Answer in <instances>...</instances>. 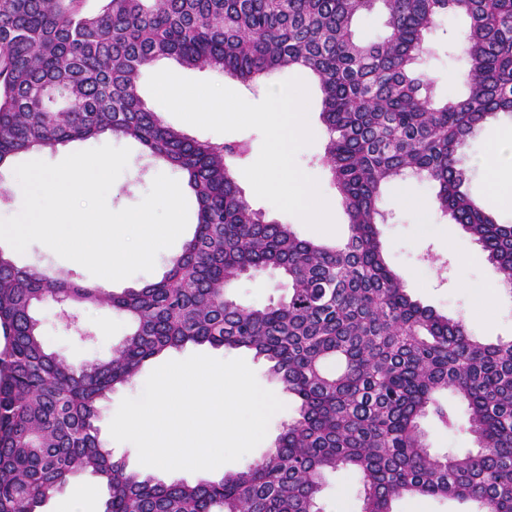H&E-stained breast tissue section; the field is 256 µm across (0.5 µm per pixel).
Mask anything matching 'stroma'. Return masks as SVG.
Returning <instances> with one entry per match:
<instances>
[{
	"label": "stroma",
	"mask_w": 512,
	"mask_h": 512,
	"mask_svg": "<svg viewBox=\"0 0 512 512\" xmlns=\"http://www.w3.org/2000/svg\"><path fill=\"white\" fill-rule=\"evenodd\" d=\"M465 26L464 18L449 15L442 26L434 32L430 43L436 49L434 57L424 59L420 68L433 78L432 94L436 99L463 96L466 89L458 75L463 66L458 57L450 56L448 47L457 43L459 33ZM168 69L177 75L199 81H213L229 89L247 95L251 102H261L269 86L291 78H300L308 92V111L315 127L314 140L296 155L299 168L316 179L319 190L330 204V212L336 230L325 233L312 229L298 217L277 210L268 201L258 198L247 179H240L245 197L252 208L264 213L266 219L291 225L295 233L306 240L338 244L347 235L348 219L342 198L331 177L330 170L321 159L328 141L326 127L320 119L321 93L317 81L301 69L283 70L267 76L264 80L244 85L208 69L188 68L171 59H162L143 69L138 87L146 106L156 112L166 125L178 129L189 137L215 144L245 141L251 146V157H258L262 136L259 131L217 133L203 130L175 117L156 101L148 88L150 76ZM512 124V116L499 115L482 124L459 151L461 165L466 172L465 191L483 210L499 222L512 224V204L504 203L489 188L480 161L501 130ZM128 165L118 177L107 195V204L112 208H126L138 204L150 190L154 178L163 173V166L142 155L137 144H130ZM436 186L426 179L410 176L404 181L385 189L381 207L388 215L386 224L380 225V238L385 248L388 266L401 278L407 292L422 304L439 313L465 322L474 336L487 341L512 340V287H499V274L495 265L487 258L482 248L435 207ZM13 259L21 267H41L63 271L76 281H91V274L80 264L57 256L40 243L28 246L25 252L14 253ZM480 281L493 285L491 304L477 308L466 284ZM230 298L245 306H263L287 296L288 282L276 270L269 269L257 275L244 276L234 281L227 291ZM60 310L48 304L41 310L43 336L46 346L74 365H82L98 359L110 358L127 332L126 322L104 307L80 309L82 325L93 333L92 341L85 342L67 331L59 318ZM218 360L243 359L255 372L258 383L272 391L284 408L270 420L264 440L243 460L221 465L212 470L211 478H221L224 473L242 468L244 463L261 458L275 447L279 435L294 416V405L289 400L281 382L268 371L265 360L254 357L245 349L214 348L208 345L186 346L170 350L162 356L150 359L130 384L114 390L100 405L96 422L103 444L110 448L114 459L124 461L128 469L137 471L141 465L136 447L128 442L115 441L109 425L120 402L127 397L141 395L151 372L171 360H183L195 354ZM321 505L324 512H359L360 483L357 476L348 470L325 473ZM106 490L95 478L84 476L73 480L60 497L47 500L40 512H57L60 499L73 501L75 512H102Z\"/></svg>",
	"instance_id": "stroma-1"
}]
</instances>
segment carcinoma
Masks as SVG:
<instances>
[{"label": "carcinoma", "instance_id": "1", "mask_svg": "<svg viewBox=\"0 0 512 512\" xmlns=\"http://www.w3.org/2000/svg\"><path fill=\"white\" fill-rule=\"evenodd\" d=\"M102 2L87 13L84 0H0V166L106 134L134 140L184 175L195 230L160 280L120 293L0 251V512H37L86 474L108 490L103 512H321L323 475L340 469L359 477L361 512H392L405 496L512 512V340L485 342L413 299L378 231L384 188L425 177L438 210L512 286V224L468 196L458 158L480 124L512 115V0ZM376 9L389 33L358 37L355 17ZM450 13L466 19L468 93L440 104L413 68ZM164 58L246 85L287 68L317 78L345 242L301 239L253 209L233 175L246 144L213 145L158 119L138 79ZM269 268L288 279V297L252 307L226 296ZM59 296L128 320L112 358L76 367L48 350L39 311ZM188 344L265 359L296 415L260 460L218 480L166 484L113 459L95 422L99 402L146 361ZM448 390L467 404L476 448L438 457L420 422L455 425L438 399Z\"/></svg>", "mask_w": 512, "mask_h": 512}]
</instances>
